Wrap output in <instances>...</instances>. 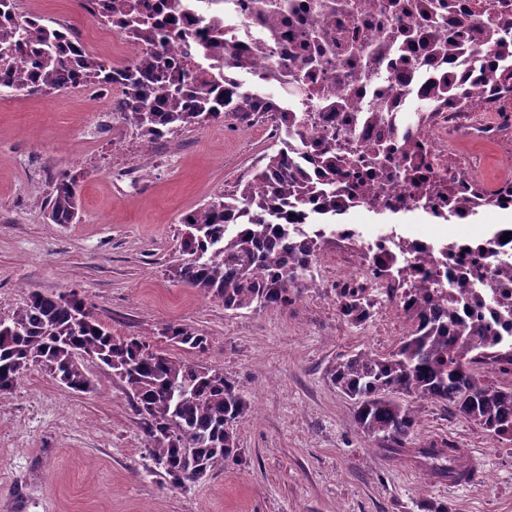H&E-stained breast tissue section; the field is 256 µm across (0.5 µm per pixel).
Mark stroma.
<instances>
[{
  "instance_id": "obj_1",
  "label": "stroma",
  "mask_w": 512,
  "mask_h": 512,
  "mask_svg": "<svg viewBox=\"0 0 512 512\" xmlns=\"http://www.w3.org/2000/svg\"><path fill=\"white\" fill-rule=\"evenodd\" d=\"M39 8L84 41L106 37L81 0ZM103 98L90 86L17 108L0 99V318L28 291L77 292L114 335L224 372L249 410L236 429L237 456L177 486L150 457L143 420L110 369L89 364L96 388L75 393L31 367L0 392V512H427L431 502L449 512H512V444L494 443L442 403L417 405V432L458 448L473 474L466 486L384 455L361 434L329 371L360 350L388 352L397 339L380 345L337 321L333 291L307 289L285 309L231 311L174 278L182 216L232 190L274 145L228 121L151 143L123 113L104 116ZM132 165L141 180L125 177ZM64 171L80 182L73 224L44 214ZM344 220L368 235L393 229L434 241L512 225L496 208L442 226L421 210H353ZM172 324L205 334L207 351L171 346L163 332Z\"/></svg>"
}]
</instances>
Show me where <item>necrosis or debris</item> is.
I'll use <instances>...</instances> for the list:
<instances>
[{"mask_svg":"<svg viewBox=\"0 0 512 512\" xmlns=\"http://www.w3.org/2000/svg\"><path fill=\"white\" fill-rule=\"evenodd\" d=\"M141 3L155 17L152 41L126 38L117 13L107 29L118 38L114 52L160 53L204 92L242 83L271 90L278 111L305 116L306 136L336 137L346 150L353 207H374L369 161L376 141H390L398 163L414 139V152L426 160L412 178L388 187V202L406 211L420 209L425 187L448 171L462 178L458 195L477 184L480 164L458 156L460 144L512 150V84L497 80L500 50L468 39L451 51L439 44L458 21L496 27L512 19V0H179L174 9L170 0ZM453 81L483 82V93H449ZM332 239L335 255L312 259L322 271L319 283L358 293L370 311L363 325L374 335L407 333L414 290L432 278L433 305L461 299L486 317L512 315V289L498 286V262L512 257V235L436 246L388 232L368 237L339 223ZM466 267L480 276L461 292L451 283Z\"/></svg>","mask_w":512,"mask_h":512,"instance_id":"1","label":"necrosis or debris"}]
</instances>
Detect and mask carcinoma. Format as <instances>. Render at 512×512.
I'll list each match as a JSON object with an SVG mask.
<instances>
[{
  "label": "carcinoma",
  "instance_id": "1",
  "mask_svg": "<svg viewBox=\"0 0 512 512\" xmlns=\"http://www.w3.org/2000/svg\"><path fill=\"white\" fill-rule=\"evenodd\" d=\"M128 33L149 41L152 14L126 5ZM482 41L507 43L512 21L487 34L483 26L461 23L448 36V47L467 33ZM15 50V69L0 76V89L26 96L64 88L80 75L85 80L112 78V66L73 48L56 27L15 21L7 0H0V47ZM123 98L119 107L137 126L140 135L157 141L184 127L250 117L252 92L238 89L201 93L186 73L170 70L159 53L137 58L120 72ZM298 144L267 154L224 198L187 212L180 248L187 255L176 268L178 281L199 293L221 300L228 310L267 306L286 307L307 288L309 259L317 241L301 239L281 219L288 207H304L311 195L320 197L325 210H336L346 174L336 145H310L300 130L296 112L276 113ZM390 148L375 153L372 162L378 193L389 177L385 162ZM448 192V216L465 211L471 217L483 207L501 204L498 196L475 187L466 198L439 183L428 192ZM49 219L70 224L78 214V180L62 172L46 202ZM428 289H417L412 329L385 354L359 351L330 370V379L353 403L357 428L369 439L387 442L397 454L413 458L437 477L455 479L463 467L458 450L446 441L414 445L417 429L415 404L433 400L450 406L482 429L491 439L512 438V388L497 386L470 370L477 351L490 349L497 332L477 319L467 323L462 306L431 312ZM341 303L356 326L363 308L350 292ZM81 298L68 302L62 295L30 291L22 304L0 321V391L12 389L33 365H42L67 389L91 392L95 383L87 373L84 353L125 384L135 411L144 419L150 453L173 483L184 485L224 466L237 451L234 426L248 411L246 402L224 373L202 364L149 352L150 344L137 337L115 336L86 307V320L78 318ZM165 338L183 350L201 353L208 338L198 331L173 324ZM480 336L475 342L472 337Z\"/></svg>",
  "mask_w": 512,
  "mask_h": 512
}]
</instances>
